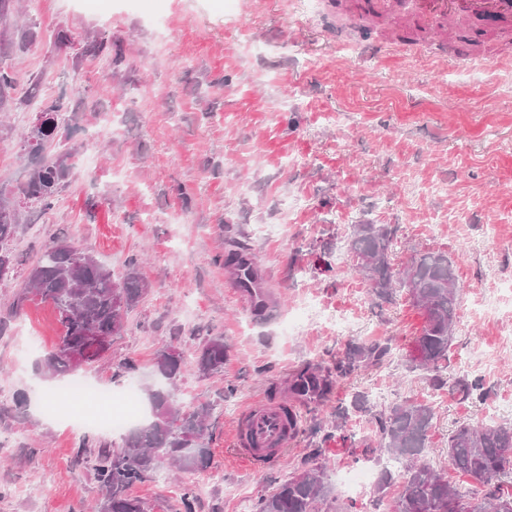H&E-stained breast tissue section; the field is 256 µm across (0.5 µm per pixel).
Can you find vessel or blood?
<instances>
[{"instance_id": "vessel-or-blood-1", "label": "vessel or blood", "mask_w": 512, "mask_h": 512, "mask_svg": "<svg viewBox=\"0 0 512 512\" xmlns=\"http://www.w3.org/2000/svg\"><path fill=\"white\" fill-rule=\"evenodd\" d=\"M374 13L406 9L419 18L441 23L451 19L463 26L482 22L512 23V0H371ZM295 407L264 394L253 400L237 426L239 455L252 466L270 467L294 440Z\"/></svg>"}]
</instances>
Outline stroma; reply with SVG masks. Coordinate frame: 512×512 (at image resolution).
<instances>
[{
  "label": "stroma",
  "instance_id": "obj_1",
  "mask_svg": "<svg viewBox=\"0 0 512 512\" xmlns=\"http://www.w3.org/2000/svg\"><path fill=\"white\" fill-rule=\"evenodd\" d=\"M367 0H19L0 18V67L20 83L0 98V192L26 175L24 141L45 100L82 87L89 111L69 113L55 138L90 158L74 169L52 209L21 210L23 228L9 242L12 276L0 280V512H91L100 484L79 442L117 448L122 436L80 430L52 416L48 393L71 378L103 388L157 384L158 349L183 353L179 401L211 404L212 454L206 468L173 474L162 467L131 489L151 512H180L184 486L203 485L195 512H252L310 451L329 478L377 461L354 438L371 437L366 418L342 430L329 421L338 403L374 388L387 403L432 405L435 417L423 462L448 470V436L480 426L488 405L512 422V316L488 323L471 303L512 280V36L477 26L435 35L405 13L362 26ZM68 31V48L52 44ZM112 50L84 51L97 33ZM52 89L29 101L30 81ZM312 156L294 167L289 157ZM305 207L285 233L260 236L278 223L287 199ZM354 224H391L395 260L442 250L463 285L448 366L454 381L472 360L488 391L484 402L432 389L427 372L409 371L405 355L424 316L406 295L374 299L352 269L343 239ZM499 227L496 239L487 225ZM68 239L122 279L131 258L150 290L129 312L127 329L106 358L76 375L44 374L39 364L59 341L53 305L18 296L29 267L53 241ZM251 255L274 302L252 316L225 266L238 246ZM312 298L344 310L336 332L310 320ZM224 339L223 370L194 369L203 341ZM386 339L382 365L339 384L329 401L307 406L301 433L273 467L253 468L233 453L235 424L263 390L288 398L294 371L331 362L351 341ZM136 369L117 375L119 363ZM27 402L17 407V394Z\"/></svg>",
  "mask_w": 512,
  "mask_h": 512
}]
</instances>
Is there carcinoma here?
<instances>
[{"label": "carcinoma", "instance_id": "carcinoma-1", "mask_svg": "<svg viewBox=\"0 0 512 512\" xmlns=\"http://www.w3.org/2000/svg\"><path fill=\"white\" fill-rule=\"evenodd\" d=\"M71 109L69 101L59 98L51 102L26 139V146L43 151L42 166L28 171L15 195L43 210L53 207L75 164V149L52 148L63 116ZM19 228V216L0 196V280L14 271V258L6 244ZM394 234L389 224H355L346 250L353 255L355 273L376 299L391 302L404 290L422 311L423 325L413 338L408 362L415 370L432 373L430 384L441 387L462 285L448 253L442 250L418 253L401 266L394 264ZM27 282L25 296H40L58 313V344L41 360L42 369L49 375L77 370L73 361L76 354L83 356L86 365L102 361L105 354L91 338L122 334L127 312L149 290L139 275L137 259H131L125 277L117 283L109 269L64 239L46 249L42 259L30 268ZM390 355L391 347L381 340L349 342L333 363H310L301 368L290 384L291 392L300 395L305 404H320L330 399L335 385L383 364ZM225 357L223 337L208 338L196 356L197 373L207 377L222 371ZM154 365L158 384L148 390L150 416L125 435L122 447L102 448L95 455L94 471L104 491L98 512H149L141 499L129 494L131 486L165 463L193 472L210 461L209 408L190 407L174 399L173 390L183 373L182 352L168 346L157 352ZM451 392L477 401L486 396L479 380L465 377L454 380ZM351 414L369 417L379 451L404 469L405 483L392 497L390 512H501L500 505L512 504V492L503 488V484L512 483V425H461L449 436L448 468L476 483V487L466 490L448 476L417 464L428 448L434 420L431 405L404 400L374 413L367 398L357 395L350 406L336 407L338 419ZM257 512L339 510L333 505L332 486L325 470L318 464L309 465L306 459L287 481L260 498Z\"/></svg>", "mask_w": 512, "mask_h": 512}]
</instances>
